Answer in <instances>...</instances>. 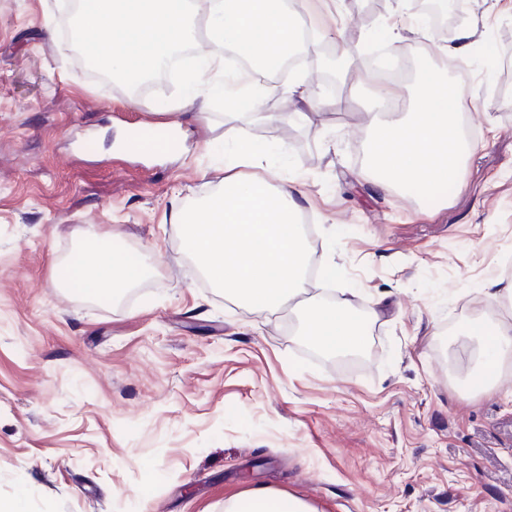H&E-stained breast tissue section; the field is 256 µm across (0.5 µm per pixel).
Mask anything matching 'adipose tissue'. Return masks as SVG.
<instances>
[{"label": "adipose tissue", "instance_id": "ef3b65f1", "mask_svg": "<svg viewBox=\"0 0 512 512\" xmlns=\"http://www.w3.org/2000/svg\"><path fill=\"white\" fill-rule=\"evenodd\" d=\"M204 18L206 43L199 57L208 74L207 91L224 98V121L241 114L265 122L291 121L288 113L265 112L262 101L274 95L266 80L275 63L298 48H308V32L297 23L287 0H83L82 33L95 35L98 69L136 83L157 71L174 48L194 38V23ZM241 54L250 66L247 79L224 68V52ZM419 92L410 111H388L398 96L390 83L377 84L375 112L367 132L370 144L366 171L379 189L416 187L461 179L469 151L458 128L461 110L455 87L436 65L420 67ZM258 154L237 145L224 162V180L203 208H178L173 222L187 241L192 257L207 279L250 309L274 313L293 306L298 336L318 348L339 354L360 349L363 329L344 301L309 295L306 238L301 219L303 195L296 187L277 188L243 174ZM146 267L98 240L89 264L73 269L69 287L95 298H109L140 282ZM512 355V321L501 318L485 330L475 378L490 387V375ZM224 512H316L306 501L269 488L244 492L225 504Z\"/></svg>", "mask_w": 512, "mask_h": 512}]
</instances>
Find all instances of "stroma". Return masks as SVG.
Returning <instances> with one entry per match:
<instances>
[{
  "label": "stroma",
  "instance_id": "obj_1",
  "mask_svg": "<svg viewBox=\"0 0 512 512\" xmlns=\"http://www.w3.org/2000/svg\"><path fill=\"white\" fill-rule=\"evenodd\" d=\"M463 3L480 24L450 60L470 78L474 149L460 183L402 192L363 175L373 63L353 48L412 0H381L370 20L349 0H288L308 21L341 16L353 51L336 82L311 70L313 104L277 100L304 115L289 126L225 124L215 96L196 122L177 107L193 64L135 96L104 84L62 25L69 0H0V498L22 495L25 512H224L267 487L318 512H512V359L492 390H456L502 310L474 285L512 256V0ZM162 117L181 129L174 154L125 149ZM241 141L260 149L250 176L305 194L307 287L349 302L353 357L310 354L293 309L225 296L172 225L218 189ZM95 235L148 268L108 301L52 280L87 262Z\"/></svg>",
  "mask_w": 512,
  "mask_h": 512
}]
</instances>
